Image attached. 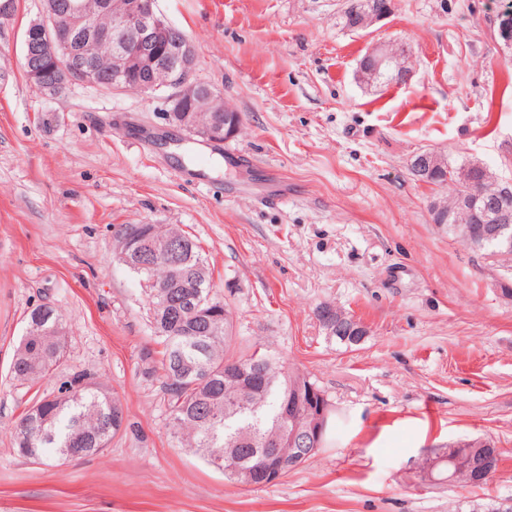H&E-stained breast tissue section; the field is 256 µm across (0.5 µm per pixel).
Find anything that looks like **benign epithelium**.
Returning a JSON list of instances; mask_svg holds the SVG:
<instances>
[{
  "instance_id": "obj_1",
  "label": "benign epithelium",
  "mask_w": 512,
  "mask_h": 512,
  "mask_svg": "<svg viewBox=\"0 0 512 512\" xmlns=\"http://www.w3.org/2000/svg\"><path fill=\"white\" fill-rule=\"evenodd\" d=\"M344 10L358 16L349 27L359 32L383 20L388 13L368 14L354 0H344ZM23 61L27 77L45 96L54 98L72 84H85L112 91H125L129 84L141 92L167 93L169 123L186 131L190 137L204 142L222 143L237 135L238 113L228 108L224 97L212 86L193 78L196 56L193 42L170 24L155 9V0H42L38 18L24 32ZM404 53L393 48L372 47L359 62L357 80L367 86L380 83L386 77L405 82L411 72L396 62ZM209 112L207 122L198 113ZM446 165L443 155L423 150L415 153L409 167L416 179L428 183L432 175ZM468 187V195L458 198L448 207V214L468 209L469 196L482 195L480 182L471 170L464 168L452 174ZM133 237L122 240L117 253L125 264H138L141 252L132 248ZM184 242L170 239L159 242L154 252L176 257ZM328 326H336L343 341L360 344L368 335V327L340 309L326 305L320 309ZM239 376L227 406L248 404L251 385L246 375L237 369L227 376ZM291 427L269 433L263 440L266 462L264 480L276 483L284 478L288 468L319 451L321 435L326 427L328 409L309 417L299 406L288 407Z\"/></svg>"
}]
</instances>
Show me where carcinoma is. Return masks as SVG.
Listing matches in <instances>:
<instances>
[{"mask_svg":"<svg viewBox=\"0 0 512 512\" xmlns=\"http://www.w3.org/2000/svg\"><path fill=\"white\" fill-rule=\"evenodd\" d=\"M499 201L481 198L469 211L457 214L459 223L442 224L448 234L476 252L491 251L512 260V249L500 247L498 239L486 234L496 223ZM140 234L143 243L184 238L187 248L177 258L179 283H168V259L157 255L150 268L130 267L148 288V319L162 345L159 367L168 394L169 425L183 448L203 452L209 466L223 458L224 470H251L263 452L261 440L286 421L282 404L288 386L273 382L255 385L252 408L228 415L225 402L233 385L224 373L239 364L261 366L272 355L255 351L236 356L224 335V300L213 293V272L196 240L175 224H122L116 237ZM42 325L57 331L55 336L24 335L13 356L11 372L21 382L35 383L62 363L65 354L66 322L45 305L33 308ZM128 428L121 399L83 374L61 382L57 391L35 401L14 428L18 451L40 461L50 454L63 461L65 454L76 459L99 453L112 438ZM501 453L494 444L473 454L459 450L443 455L434 465L440 475L458 474L463 486L487 481L485 472L497 466Z\"/></svg>","mask_w":512,"mask_h":512,"instance_id":"obj_1","label":"carcinoma"}]
</instances>
